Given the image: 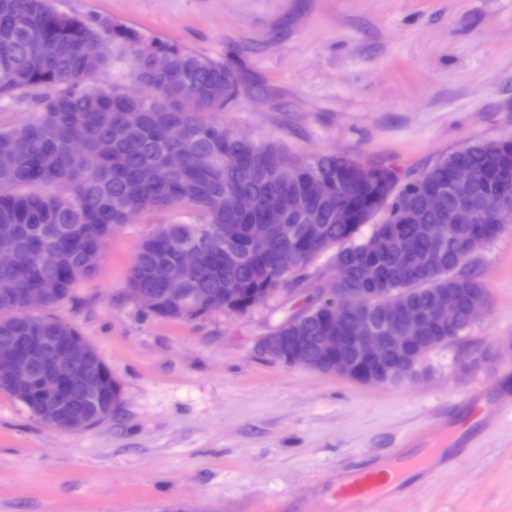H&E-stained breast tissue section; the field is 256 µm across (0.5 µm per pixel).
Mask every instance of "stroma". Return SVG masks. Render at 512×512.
Wrapping results in <instances>:
<instances>
[{
  "label": "stroma",
  "instance_id": "stroma-1",
  "mask_svg": "<svg viewBox=\"0 0 512 512\" xmlns=\"http://www.w3.org/2000/svg\"><path fill=\"white\" fill-rule=\"evenodd\" d=\"M228 62L223 114L295 156L343 153L414 177L473 139L512 136V0H55ZM182 210L136 216L54 314L122 390L111 418L50 429L0 393V512H336V481L436 451L382 512H512V231L476 256L489 311L415 380L369 387L254 352L302 305L154 317L125 291L136 245Z\"/></svg>",
  "mask_w": 512,
  "mask_h": 512
}]
</instances>
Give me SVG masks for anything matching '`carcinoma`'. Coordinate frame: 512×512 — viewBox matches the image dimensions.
Listing matches in <instances>:
<instances>
[{"label": "carcinoma", "instance_id": "carcinoma-1", "mask_svg": "<svg viewBox=\"0 0 512 512\" xmlns=\"http://www.w3.org/2000/svg\"><path fill=\"white\" fill-rule=\"evenodd\" d=\"M98 39L128 52L131 75L151 87L150 97L131 101L98 81L110 57L84 52ZM157 52L168 59L163 71L154 68ZM238 88L233 66L177 44L143 41L121 25L59 12L52 0H0V99L38 92L34 120L0 129V232L10 231L18 244L15 264L0 269V343L27 335L33 321L44 323L49 336H81L50 310L75 299L77 283L95 272L106 240L131 209L195 214L192 223L158 225L136 246L127 292L152 293L160 318L199 320L213 303L243 312L255 290L301 289L304 307L273 335L303 331L310 337L304 356L328 368L336 357L319 338L349 336L358 323V315L347 314L336 325L320 283L305 274L332 250V261L348 272L340 287L365 295L361 316L382 337L380 362L370 367L380 379L392 382L389 371L399 361L471 326L469 307L487 302L489 293L467 268L464 243L479 234L488 245L512 230V138L469 141L403 183L380 162L367 172L354 157L303 159L272 142L238 138L220 119ZM186 93L196 102L193 112L182 111ZM116 125L125 129L120 140L112 138ZM75 140L83 152L70 149ZM172 151L187 153L190 163L165 168ZM460 166L475 175L464 193L450 184ZM426 194L438 196L435 209L424 207ZM240 195L252 198L250 210L234 208ZM384 205L387 214L361 236ZM256 224L269 228L259 242L251 239ZM429 224L442 227L441 241L426 236ZM185 247L196 251L198 264L178 279L181 301L174 304L170 285L152 270L175 263ZM31 294L40 296L36 308L25 302ZM448 294L460 304L452 329L436 318ZM415 310L430 318L425 338L413 344L390 338L394 329L403 335L401 319ZM60 415L100 420L75 386L64 394Z\"/></svg>", "mask_w": 512, "mask_h": 512}]
</instances>
